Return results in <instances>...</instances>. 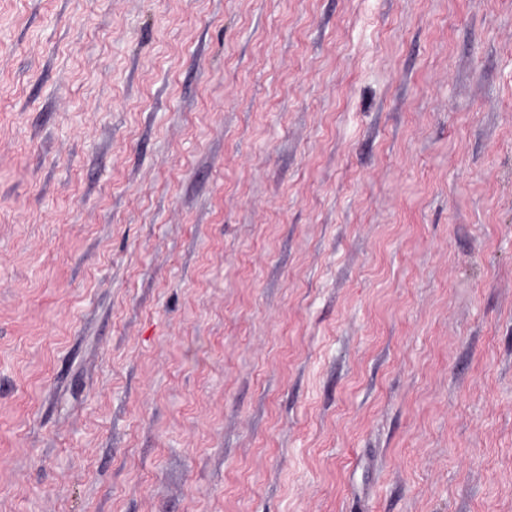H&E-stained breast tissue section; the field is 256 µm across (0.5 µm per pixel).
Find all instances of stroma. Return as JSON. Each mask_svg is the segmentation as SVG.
I'll list each match as a JSON object with an SVG mask.
<instances>
[{
  "label": "stroma",
  "mask_w": 512,
  "mask_h": 512,
  "mask_svg": "<svg viewBox=\"0 0 512 512\" xmlns=\"http://www.w3.org/2000/svg\"><path fill=\"white\" fill-rule=\"evenodd\" d=\"M0 512H512V0H0Z\"/></svg>",
  "instance_id": "obj_1"
}]
</instances>
